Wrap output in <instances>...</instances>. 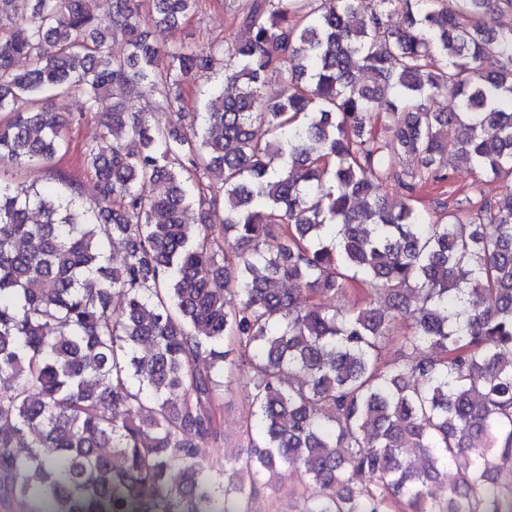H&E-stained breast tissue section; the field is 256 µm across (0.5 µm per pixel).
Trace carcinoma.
Wrapping results in <instances>:
<instances>
[{
  "instance_id": "carcinoma-1",
  "label": "carcinoma",
  "mask_w": 512,
  "mask_h": 512,
  "mask_svg": "<svg viewBox=\"0 0 512 512\" xmlns=\"http://www.w3.org/2000/svg\"><path fill=\"white\" fill-rule=\"evenodd\" d=\"M95 3L0 0V172L67 151L54 98L112 99L82 156L96 206L0 181V505L252 512L293 472L300 512H512V24L492 21L512 0H249L199 120L182 90L213 50L157 46L145 21L176 28L200 0ZM145 97L176 123L131 110ZM454 159L508 186L434 219L417 196ZM350 288L370 298L322 303ZM240 367L261 445L208 462L194 438L221 441Z\"/></svg>"
}]
</instances>
